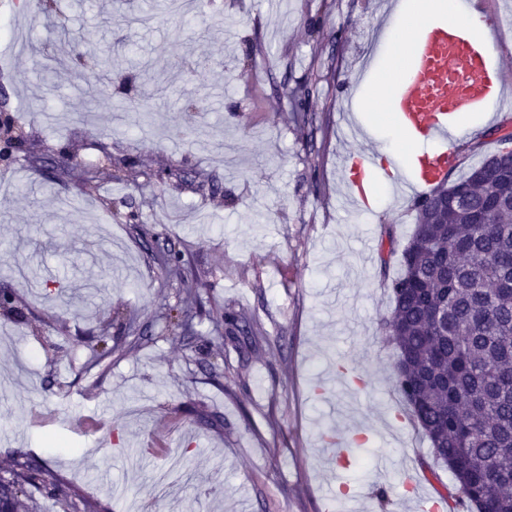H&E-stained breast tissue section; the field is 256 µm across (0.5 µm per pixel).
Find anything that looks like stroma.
<instances>
[{"label":"stroma","instance_id":"35a3bbf8","mask_svg":"<svg viewBox=\"0 0 512 512\" xmlns=\"http://www.w3.org/2000/svg\"><path fill=\"white\" fill-rule=\"evenodd\" d=\"M71 36L33 22L31 0H0V107L31 152L70 145L67 173L0 164V471L21 454L46 460L104 512H418L420 493L452 491L447 466L410 418L381 339L387 285L415 224L410 202L377 186L368 212L345 210V162L366 143H391L390 113L367 99L356 59L382 71L384 0H181L182 14L130 22L139 0H64ZM496 78L512 95V0H482ZM135 42L149 63L135 80L154 112L148 129L89 113L78 93L98 55ZM68 60L51 80L45 58ZM315 80L322 123L295 126L279 91ZM512 111L478 116L453 144L465 167L497 151ZM136 165L123 180L103 151ZM96 167L93 178L84 171ZM177 167L186 181L156 186ZM141 223L127 222L129 212ZM393 241L394 251L382 242ZM179 251L170 279L151 253ZM199 294L201 338L169 326L185 292ZM270 338L239 354L215 338L227 311ZM140 337L104 362V337ZM362 436L333 471L324 433Z\"/></svg>","mask_w":512,"mask_h":512}]
</instances>
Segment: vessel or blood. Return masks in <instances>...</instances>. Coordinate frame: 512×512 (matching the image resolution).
<instances>
[{
	"instance_id": "1",
	"label": "vessel or blood",
	"mask_w": 512,
	"mask_h": 512,
	"mask_svg": "<svg viewBox=\"0 0 512 512\" xmlns=\"http://www.w3.org/2000/svg\"><path fill=\"white\" fill-rule=\"evenodd\" d=\"M486 56L483 43L445 23H426L413 35L389 110L410 141L433 142L441 151L418 156L411 178L398 185L402 195L420 196L446 176L459 115L499 111L503 91L489 75Z\"/></svg>"
}]
</instances>
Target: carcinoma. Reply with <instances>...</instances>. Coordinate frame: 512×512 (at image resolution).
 I'll return each instance as SVG.
<instances>
[{
    "mask_svg": "<svg viewBox=\"0 0 512 512\" xmlns=\"http://www.w3.org/2000/svg\"><path fill=\"white\" fill-rule=\"evenodd\" d=\"M59 15V0H40L33 18L68 37ZM319 93L308 80L283 92L295 124L310 135L321 121L311 109ZM483 168L445 178L413 201L416 222L388 285L393 310L381 323L394 350L395 386L434 459L454 477L451 512H512V171L483 177ZM459 185L469 189L467 205L431 210L440 189ZM153 262L168 277H182L180 253L159 249ZM200 303L193 292L182 296L178 339L197 340ZM224 324L227 338L250 350L266 340L242 314H224ZM29 487L68 503L72 512H96L33 458L14 460L8 476H0V512H17Z\"/></svg>",
    "mask_w": 512,
    "mask_h": 512,
    "instance_id": "carcinoma-1",
    "label": "carcinoma"
}]
</instances>
